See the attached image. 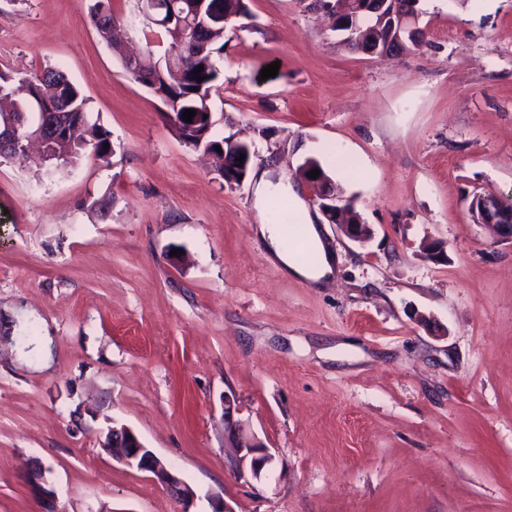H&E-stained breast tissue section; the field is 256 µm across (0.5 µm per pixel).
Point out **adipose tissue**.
<instances>
[{"mask_svg": "<svg viewBox=\"0 0 512 512\" xmlns=\"http://www.w3.org/2000/svg\"><path fill=\"white\" fill-rule=\"evenodd\" d=\"M306 233L308 243L317 255V261L313 264L298 258L287 240L284 225L274 221L268 214H261L260 222L256 227V234L264 243L266 256L272 264L277 265L290 276L309 280L321 288L326 287L333 278L337 259L326 247L319 226L307 224Z\"/></svg>", "mask_w": 512, "mask_h": 512, "instance_id": "obj_1", "label": "adipose tissue"}]
</instances>
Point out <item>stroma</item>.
<instances>
[{
  "label": "stroma",
  "mask_w": 512,
  "mask_h": 512,
  "mask_svg": "<svg viewBox=\"0 0 512 512\" xmlns=\"http://www.w3.org/2000/svg\"><path fill=\"white\" fill-rule=\"evenodd\" d=\"M91 3L0 0V71L61 70L113 149L0 158V512H44L35 469L56 512H180L101 448L114 425L202 492L198 512L208 491L234 512H512V243L470 211L512 200V0H421L427 37L395 55L351 51L312 0H249L225 28L213 133L300 198L339 258L327 288L267 261L253 174L228 187L171 132ZM112 10L127 50L163 55L137 0ZM308 158L369 243L322 215ZM228 389L275 456L262 480L231 467ZM94 3L90 8V18L93 27L104 38L114 52L120 50V42L112 33V21L117 18L112 14L111 0H93Z\"/></svg>",
  "instance_id": "1"
}]
</instances>
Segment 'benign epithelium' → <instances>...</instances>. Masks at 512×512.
I'll list each match as a JSON object with an SVG mask.
<instances>
[{
  "label": "benign epithelium",
  "mask_w": 512,
  "mask_h": 512,
  "mask_svg": "<svg viewBox=\"0 0 512 512\" xmlns=\"http://www.w3.org/2000/svg\"><path fill=\"white\" fill-rule=\"evenodd\" d=\"M316 9L333 15L336 26L348 28L346 40L358 42L360 52L373 54L368 47L367 30L342 20L348 9L346 0H320ZM383 11L398 17L399 27L409 30L413 41L416 42L422 37L424 29L419 26L420 13L414 0H360L356 9V12L370 16ZM64 128L65 125L51 117L47 119L46 127L26 135L24 141L29 145H41L44 143L42 134L49 133L53 139L60 138L63 136ZM247 167L246 162L242 164L237 159H224V180L231 186L243 183ZM314 169V164L304 163L300 169L299 179L316 195V201L324 217L329 223L340 225L350 239L360 243L368 241L372 237L371 227L354 217V214L345 212V198L339 194L336 183L331 178L322 172L315 179L308 176ZM471 210L477 223L490 226L499 240L512 243V204L506 205L495 196L476 195L471 202ZM238 414L235 393L230 390L224 392V437L227 439L224 447L234 450L233 462L238 474L247 473L259 481L267 476L274 456L255 436L246 432L242 421L236 418ZM101 447L121 464L148 474L152 481L163 487L182 505L181 512H194L193 507L198 500L196 489L182 479L152 449L146 447L134 431L127 427H114L106 434ZM30 479L43 502L47 503L45 512H54L50 506L54 491L47 486L42 473L35 470L30 474Z\"/></svg>",
  "instance_id": "1"
}]
</instances>
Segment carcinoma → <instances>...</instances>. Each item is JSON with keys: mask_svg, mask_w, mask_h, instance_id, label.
Segmentation results:
<instances>
[{"mask_svg": "<svg viewBox=\"0 0 512 512\" xmlns=\"http://www.w3.org/2000/svg\"><path fill=\"white\" fill-rule=\"evenodd\" d=\"M199 0H157L159 6H173L183 18L196 13ZM215 5L212 20L209 21L207 32L208 44L206 48L196 47L194 33L188 30H173L163 28L167 37L168 53L174 55L182 67V73L175 76L165 73L166 80L161 82L166 98L161 100L162 115L170 125L173 134L186 145L196 149L199 143V134L209 127V121L201 120L197 133H185V130L176 128L175 120L181 112L192 108L196 101L210 97L211 90L218 82L220 70L216 57L224 51V11L232 10L242 18L249 17L247 0H211ZM90 18L93 27L104 38L113 51L120 50V42L112 33V21L116 17L112 14L111 0H94L90 8ZM122 67L127 75L143 87H148L146 76L152 73L157 63L154 53L146 51L141 58L140 66L131 67L127 58L121 59ZM203 67L200 73H195L198 67ZM203 81L196 80V77ZM61 110L71 114V121H81L79 132L73 140L54 141L49 144L52 160L67 166L77 163L87 148H92L96 157L107 159L111 149L104 148L110 142L109 133L95 122L88 119V100L81 88L73 83L63 72L54 68H47L41 74L28 81V96L21 101V108H12L15 112L14 120L23 122L24 130H29L42 124L43 113ZM204 143L211 149L221 148L225 153L235 152L246 155L251 159L253 152L248 150L249 144L241 143L233 137L216 139L207 134Z\"/></svg>", "mask_w": 512, "mask_h": 512, "instance_id": "1", "label": "carcinoma"}]
</instances>
